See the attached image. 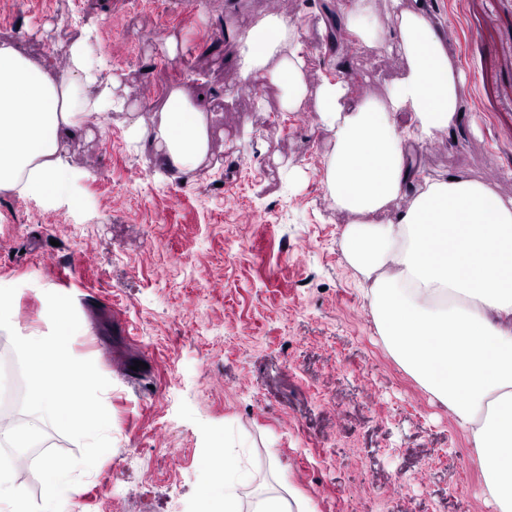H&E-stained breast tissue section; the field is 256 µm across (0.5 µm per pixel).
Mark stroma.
<instances>
[{
  "mask_svg": "<svg viewBox=\"0 0 512 512\" xmlns=\"http://www.w3.org/2000/svg\"><path fill=\"white\" fill-rule=\"evenodd\" d=\"M426 3L465 93L457 126L418 160L512 196V0ZM268 15L298 23L310 88L335 78L381 101L405 72L395 54L329 40L336 0H0V42L25 56L65 65L92 23L130 102L161 110L177 85L209 104L195 169L170 174L133 143L137 112H115L68 142L70 201L0 192V286L19 290L18 329L48 332L45 291L72 297L71 353L110 381L112 447L64 510L201 512L215 471L199 461L229 437L256 487L298 490L315 512H490L467 434L378 333L313 100L290 112L278 83L240 76V38ZM46 22L54 42L28 35Z\"/></svg>",
  "mask_w": 512,
  "mask_h": 512,
  "instance_id": "stroma-1",
  "label": "stroma"
}]
</instances>
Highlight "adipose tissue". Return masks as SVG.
<instances>
[{"instance_id": "obj_1", "label": "adipose tissue", "mask_w": 512, "mask_h": 512, "mask_svg": "<svg viewBox=\"0 0 512 512\" xmlns=\"http://www.w3.org/2000/svg\"><path fill=\"white\" fill-rule=\"evenodd\" d=\"M370 12V0H341L336 15L365 46L397 52L408 70L383 104L355 101L340 80L320 85L319 122L335 140L324 159L326 189L337 209L357 216L344 229L345 249L392 356L468 433L486 501L512 512V199L414 165L421 142L456 126L461 76L423 7L395 13L388 30ZM305 64L297 23L279 16L253 25L239 50L241 76L282 85L291 110L309 94ZM123 81L93 59L85 37L71 44L61 72L1 43L0 190L68 200L76 174L64 145L105 114L128 110ZM134 129L173 174L209 151L205 108L178 88L158 117ZM400 198L407 205L396 222H375ZM251 481L241 459L225 463L203 492V512H314L295 493L243 506Z\"/></svg>"}]
</instances>
